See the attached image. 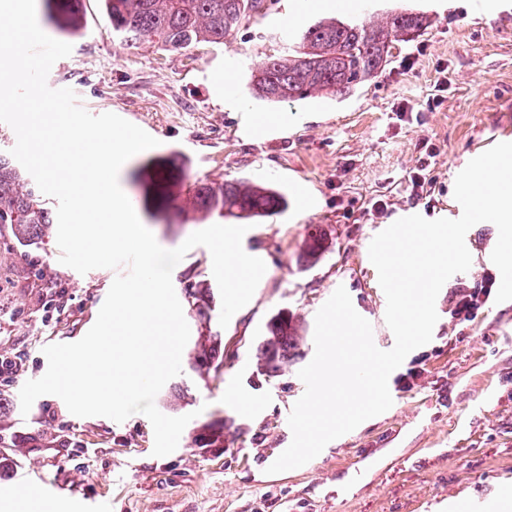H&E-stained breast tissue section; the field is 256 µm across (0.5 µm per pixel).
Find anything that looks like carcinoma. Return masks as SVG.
Here are the masks:
<instances>
[{
	"mask_svg": "<svg viewBox=\"0 0 512 512\" xmlns=\"http://www.w3.org/2000/svg\"><path fill=\"white\" fill-rule=\"evenodd\" d=\"M43 3L47 19L58 29L70 35L80 31L82 0ZM104 4L112 34L121 42L181 50L200 42H229L235 31L263 11L265 0H104ZM431 24L427 13L413 10L394 11L376 24L336 17L318 20L289 33L281 52L251 71V94L270 103H292L323 92L346 96L381 75L391 50L415 41ZM145 167L152 170L145 203L160 214L175 209L182 224L203 221L214 213L237 221H257L288 208L284 192L249 179L187 184L184 167L171 160L153 158ZM56 223V213L45 206L38 189L12 159L0 156V235L7 233L26 247ZM327 249L324 234L312 225L301 251L314 265ZM207 293V288L186 289L190 309L203 318ZM302 341L294 315L278 311L256 345L257 365L272 369L288 363ZM222 350L223 336L200 337L191 352V368L202 376L220 372L215 361ZM234 426L233 420L205 422L191 428L188 439L198 448H222L224 430Z\"/></svg>",
	"mask_w": 512,
	"mask_h": 512,
	"instance_id": "carcinoma-1",
	"label": "carcinoma"
}]
</instances>
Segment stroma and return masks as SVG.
<instances>
[{
  "mask_svg": "<svg viewBox=\"0 0 512 512\" xmlns=\"http://www.w3.org/2000/svg\"><path fill=\"white\" fill-rule=\"evenodd\" d=\"M404 8L427 12L433 24L393 49L379 77L342 98L277 104L251 97L250 71L285 42L286 21L299 26L329 16L322 0H273L231 42L177 51L113 39L103 0H84V26L74 36L38 15L47 35L72 46L52 66L49 86L72 88L91 114H117L157 139L119 173L130 197L142 195L132 181L137 168L170 157L184 163L192 182L247 178L281 188L288 208L245 234L244 250L263 255L266 274L228 326L219 324L209 250L192 248L173 270L177 297L196 284L209 288V321L189 311L184 317L191 341L221 332L224 366L205 380L183 369L155 404L169 413L177 385L196 423L232 417L242 429L228 432L220 449L193 448L180 438L164 457L153 455V428L141 414L121 423L77 417L54 395L22 413V386L47 370L44 347L88 332L115 272L82 275L61 264L53 234L24 248L0 236V360L18 365L0 374V434L18 454L0 475V500L20 497L28 482L44 477L56 495L33 501L29 512H55L58 501L87 507L101 497L111 498V512H502L512 498V300L488 302L465 323L453 318L449 303L453 293L498 275L481 261L498 239L491 223L470 229L468 273L444 284L431 341L402 363L417 379L407 387L389 379L387 411L307 464L268 471L292 441L287 415L305 391L298 372L315 353L317 311L345 287L371 323L375 345L391 349L371 240L409 215L453 218L461 169L498 141H512V0H368L366 13L354 8L341 17L380 23ZM246 114L282 116L283 127L252 136ZM425 142L438 156L434 190L420 199L408 176ZM313 224L329 249L309 267L300 242ZM46 269L53 284L39 277ZM281 309L298 315L304 342L288 364L267 374L256 366L254 344Z\"/></svg>",
  "mask_w": 512,
  "mask_h": 512,
  "instance_id": "stroma-1",
  "label": "stroma"
}]
</instances>
